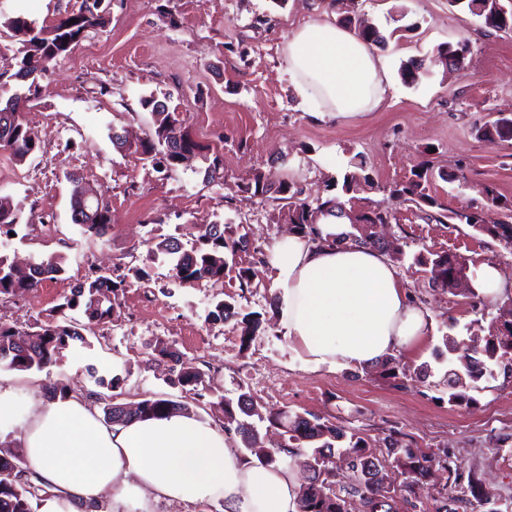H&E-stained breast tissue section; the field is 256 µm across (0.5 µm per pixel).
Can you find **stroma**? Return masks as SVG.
<instances>
[{
  "label": "stroma",
  "mask_w": 512,
  "mask_h": 512,
  "mask_svg": "<svg viewBox=\"0 0 512 512\" xmlns=\"http://www.w3.org/2000/svg\"><path fill=\"white\" fill-rule=\"evenodd\" d=\"M108 22L89 30L69 55L41 79V91L22 114L39 149L26 161L0 151V196L9 197L24 220L0 253L29 262L52 254L66 272L19 298H0V322L20 329L45 319L63 296L99 266L124 279L121 305L111 322L86 330L87 346L67 350L49 377L69 392L94 396L103 408L111 394L136 402L163 395L188 403L191 415L214 420L218 398L249 393L261 414L255 426L266 447L283 443L269 412L290 409L335 419L370 446L388 437L419 455H450L460 469L450 477H420L419 501L434 512L477 479L493 494L498 512H512V379L475 391L474 405L448 402V334L466 335L473 320L467 301L427 287L418 254L457 253L476 265L496 264L512 286V251L467 225L451 229L393 205L386 188L432 159L446 180L436 181L440 201L454 210L485 207L486 185L512 198V141L479 140L474 121L512 113V32L487 30L481 20L449 0H105ZM80 0H0V15L24 16L50 26L77 10ZM405 11L413 31L396 33ZM362 16L386 34L378 47L389 68L386 106L346 122L313 119L288 84L283 51L288 34L320 18L341 22ZM468 39L473 54L465 71H448L438 44ZM422 61L416 84H405L402 61ZM153 96L185 119L195 137L220 161L207 179V160L166 172L135 152L151 115L140 104ZM129 149L114 147L113 131ZM362 156L375 186L359 185L356 208L394 207L396 221L377 226L388 245H401L394 262L414 302L432 328L419 351L400 350L367 369L314 370L295 360L277 329L276 286L262 256L275 238L290 234L272 194L243 192L255 172L285 179L304 190L309 203L326 195L330 177ZM87 183L109 204L105 236L83 233L70 215V176ZM201 224H233L251 250L229 264L220 282L183 283L164 256L149 253L161 235L191 248ZM250 268L249 289L239 288V268ZM217 298L232 299L236 317L213 320ZM261 313L264 329L242 343L241 315ZM165 343L204 373V397L172 384L171 364L155 348ZM121 379L118 391L100 387L87 367Z\"/></svg>",
  "instance_id": "stroma-1"
}]
</instances>
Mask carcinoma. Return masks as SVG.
I'll return each mask as SVG.
<instances>
[{
	"instance_id": "obj_1",
	"label": "carcinoma",
	"mask_w": 512,
	"mask_h": 512,
	"mask_svg": "<svg viewBox=\"0 0 512 512\" xmlns=\"http://www.w3.org/2000/svg\"><path fill=\"white\" fill-rule=\"evenodd\" d=\"M104 0H81L76 13L60 19L55 25L38 28L39 32L49 30V36L38 38L29 35L35 22L23 16L7 17L0 21V27L10 32V37L20 44L17 50V66L32 75L29 85L20 92L11 95L0 104V149L8 150L13 157L23 162L37 151V144L18 112H6L9 104H16L21 98H30L39 91L38 78L45 75L59 58L67 55L72 45L84 32L96 26L106 24ZM458 7L483 21L491 31H512V8L498 9L496 0H449ZM75 23H70V20ZM437 54L448 59L454 67L465 70L472 47L467 40L445 42L436 47ZM422 64L411 59L402 64L400 74L404 83L410 85L419 78ZM142 108L150 111L151 124L145 140L141 141V154L148 156L156 165L166 170H174L181 165L184 154L199 156L209 150V146L198 142L185 126V120L177 112H159V101L154 97L141 99ZM476 136L489 143L497 144L512 140V115L489 117L475 124ZM435 179L434 167L428 160L419 162L411 170L406 180L390 187V197L400 203H410L424 218L438 224H465L476 232L503 244L512 250V223L487 222L484 209L473 207L469 210L453 211L433 195L431 185ZM373 184V178L366 174L359 177L354 172L343 174L342 178L329 179L327 188L333 192L312 205L301 198L302 192L295 183L282 180L272 186L270 177L263 172L253 174L245 183L243 192L253 196L276 193L274 200L279 202L285 219L293 228L304 234H317L316 224L322 216L349 219L350 224H389L394 215L389 210L366 208L363 210H345L340 195H348L360 183ZM491 205L512 213V200L498 193L492 184L485 189ZM90 213L86 221L79 224L85 233L103 236L109 223V205L104 199L95 197L85 202ZM21 224V216L10 200L0 197V233L6 236ZM350 239L358 244L387 249L382 241L372 235L364 234L360 229L346 232L336 237L341 243ZM248 250V241L243 235H236L231 224H203L198 227L196 243L189 250L173 237L154 240L152 252L164 255L171 263L172 276L181 282L200 280L220 281L228 260L240 252ZM418 262L430 266L428 288L440 290L453 296L462 295L470 300L473 312L482 313L485 301L469 289L460 287L467 276L462 257L454 254H434L418 258ZM66 273L64 257L50 255L31 264L25 275L19 277L13 273V265L5 255L0 254V297H17L37 289L46 280H54ZM121 283L112 279V274L98 270L86 275L76 283L71 294L57 305L47 319L35 323L27 330L0 322V368L16 371H42L58 363L63 352L77 344L88 345L82 330L91 324H101L112 319L113 312L120 306L119 292ZM81 311L86 323L73 319L65 311ZM479 329H487V335L481 337V344H475V338L446 336L445 346L448 354L457 356L459 368L449 370L453 375L448 394V402L462 406L471 402V398L462 391L466 383L471 388H479V383H489L493 373L503 376L512 375V319L501 320L494 317L489 325L482 326V320H475ZM242 344H247L252 336L262 329L260 314L247 313L242 317ZM158 355L168 357L175 363L176 382L186 388H197L202 383V373L190 362L182 361L179 356L166 347L158 348ZM223 415L224 430L236 434L243 448L261 462L272 465L281 464L289 456L299 452H309L314 466L309 469L308 482L302 489L300 512H348L344 509L347 497L357 496L364 512H390V491L382 487L377 479L378 465L393 458H406V469L410 481L403 483V491L412 492L417 477L429 473L433 466L448 474L459 470V465L451 456L434 461L426 455H417L412 449L400 446L399 441L390 438L385 449L369 447L358 437L349 441L346 451L358 461V466L350 470L349 489L341 492L336 489V466L331 461L335 445L346 438V431L331 419L306 412L304 414L281 409L269 414V422L282 429L286 436L285 444L280 448H266L259 431L249 421L258 414L251 396L239 395L237 405L227 401L216 403ZM188 410L184 403L161 395H149L123 409L116 403L104 408L105 421L124 424L133 420L164 418L172 413ZM45 490L41 486L36 472L27 466L23 451L17 450L0 455V512H35L33 506L41 505Z\"/></svg>"
}]
</instances>
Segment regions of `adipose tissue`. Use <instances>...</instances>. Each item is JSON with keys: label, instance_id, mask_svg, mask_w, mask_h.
<instances>
[{"label": "adipose tissue", "instance_id": "adipose-tissue-1", "mask_svg": "<svg viewBox=\"0 0 512 512\" xmlns=\"http://www.w3.org/2000/svg\"><path fill=\"white\" fill-rule=\"evenodd\" d=\"M288 81L312 116L350 119L379 110L384 59L355 32L313 19L288 35ZM320 240L292 233L266 261L278 286V331L312 369L365 368L427 336V313L383 252L344 242L346 227L320 218ZM19 436L29 467L50 490L40 512H153L158 501L224 512H299L301 483L287 465L244 459L221 424L177 414L104 424L91 399L61 396L50 381Z\"/></svg>", "mask_w": 512, "mask_h": 512}]
</instances>
